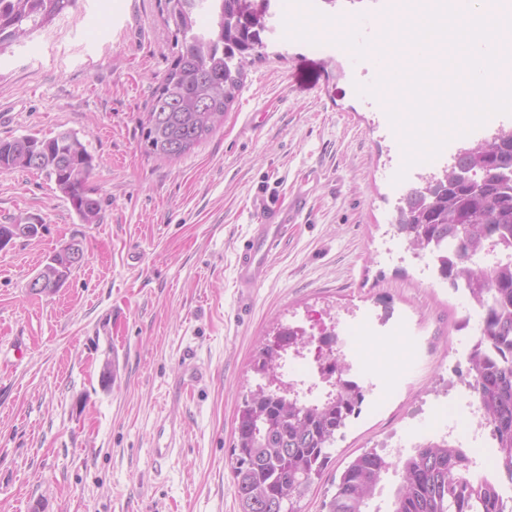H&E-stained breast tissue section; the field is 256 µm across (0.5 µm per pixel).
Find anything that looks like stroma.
<instances>
[{"label":"stroma","instance_id":"35a3bbf8","mask_svg":"<svg viewBox=\"0 0 512 512\" xmlns=\"http://www.w3.org/2000/svg\"><path fill=\"white\" fill-rule=\"evenodd\" d=\"M386 10L341 0L339 13L373 40ZM269 24L223 126L170 162L145 152L141 130L175 52L159 0H77L0 55V139L75 134L101 204L97 223H82L43 175L0 170V224L43 226L0 250V512H240L234 427L261 382L253 359L279 329L313 333L329 317L347 325L374 391L297 512H326L363 451L469 425L463 374L479 316L423 275L393 229L431 167L394 182L399 138L357 91L379 75L369 60ZM261 185L307 208L244 309L236 255ZM74 238L81 265L55 293H31ZM403 323L420 345L395 352ZM165 445L173 455L155 456Z\"/></svg>","mask_w":512,"mask_h":512}]
</instances>
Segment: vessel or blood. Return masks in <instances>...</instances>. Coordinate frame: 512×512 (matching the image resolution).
<instances>
[{
	"instance_id": "1",
	"label": "vessel or blood",
	"mask_w": 512,
	"mask_h": 512,
	"mask_svg": "<svg viewBox=\"0 0 512 512\" xmlns=\"http://www.w3.org/2000/svg\"><path fill=\"white\" fill-rule=\"evenodd\" d=\"M251 211L256 224L251 236L239 246L237 256V282L245 293L262 279L273 250L289 225L298 223L305 204L299 199L284 203L261 190L252 198Z\"/></svg>"
}]
</instances>
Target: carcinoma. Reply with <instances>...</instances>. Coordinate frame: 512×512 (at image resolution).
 I'll return each instance as SVG.
<instances>
[{
    "mask_svg": "<svg viewBox=\"0 0 512 512\" xmlns=\"http://www.w3.org/2000/svg\"><path fill=\"white\" fill-rule=\"evenodd\" d=\"M76 0H0V55L51 23ZM163 20L177 48L142 120L145 152L174 159L223 122L243 86L245 66L262 53L266 17H242L241 0H163ZM512 130L462 146L453 164L425 178L401 199L395 229L423 249L448 247L442 273L459 278L480 307L484 334L468 360V388L483 411L505 480L472 477L467 449L443 438L419 442L394 461L367 450L343 471L327 512H370L369 502L389 471L400 484L389 512H512V254L486 266L481 259L512 242ZM35 170L54 182L85 224L97 221L100 201L87 186L94 158L74 134L0 140V169ZM362 388L339 381L324 396L303 399L260 387L245 396L234 428L232 475L241 512H282L328 467V448L361 411Z\"/></svg>",
    "mask_w": 512,
    "mask_h": 512,
    "instance_id": "carcinoma-1",
    "label": "carcinoma"
}]
</instances>
